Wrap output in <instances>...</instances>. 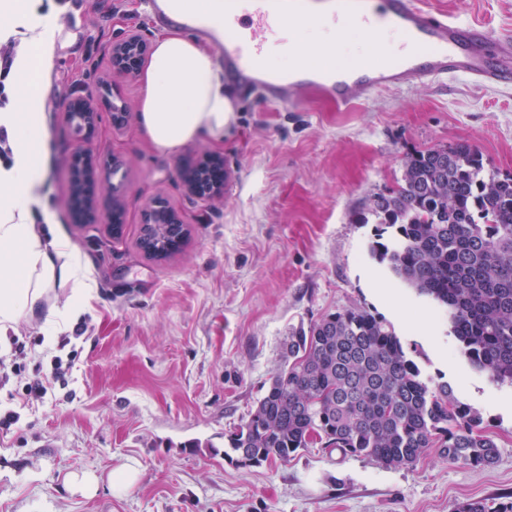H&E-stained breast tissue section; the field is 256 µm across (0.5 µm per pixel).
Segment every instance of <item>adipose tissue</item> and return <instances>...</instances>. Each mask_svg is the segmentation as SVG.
<instances>
[{
	"label": "adipose tissue",
	"mask_w": 512,
	"mask_h": 512,
	"mask_svg": "<svg viewBox=\"0 0 512 512\" xmlns=\"http://www.w3.org/2000/svg\"><path fill=\"white\" fill-rule=\"evenodd\" d=\"M0 26L27 46L15 63L17 101L0 111L9 150L8 160H0V333L34 312L48 288L62 280L70 283L71 296L46 321L50 343L62 319L82 308L92 292L69 242L55 232L44 192L52 138L43 99L61 23L55 10H43L41 0H0ZM142 85L139 127L159 152L223 140L235 120L219 55L179 28L156 39Z\"/></svg>",
	"instance_id": "1"
}]
</instances>
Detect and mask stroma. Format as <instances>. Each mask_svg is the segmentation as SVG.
<instances>
[{
	"instance_id": "1",
	"label": "stroma",
	"mask_w": 512,
	"mask_h": 512,
	"mask_svg": "<svg viewBox=\"0 0 512 512\" xmlns=\"http://www.w3.org/2000/svg\"><path fill=\"white\" fill-rule=\"evenodd\" d=\"M427 7L512 31V0H425ZM44 112L52 134L47 197L56 229L78 255L93 295L52 345L42 326L62 307L58 284L13 333L26 343L21 378H43L52 356L74 357L66 385L29 399L0 428V512H456L466 500L512 501V386L497 385L453 351L428 304L369 255L373 227L360 218L397 187L407 155L460 142L486 171L512 174V89H476L463 77L386 91L339 108L308 93L299 109L237 100L223 143L154 151L136 112L141 80L120 82L131 113L113 129L101 113L93 142L124 165L112 174L125 203L120 236L107 224L72 223L67 206L78 134L61 106L109 73L112 42L128 30L155 41L141 0H71L60 13ZM233 186L221 200L188 194L181 173L213 152ZM160 195L184 218L182 249L157 260L139 247L141 208ZM382 316L425 376L448 383L482 415L498 446L494 463L471 468L430 449L410 467L310 444L290 460L240 466L224 457L228 434L248 419L286 362L290 334L346 309ZM82 337H75L76 324ZM141 470L128 491L107 477ZM93 471L94 495L64 478Z\"/></svg>"
}]
</instances>
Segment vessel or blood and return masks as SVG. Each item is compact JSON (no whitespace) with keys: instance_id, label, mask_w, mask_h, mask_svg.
Returning a JSON list of instances; mask_svg holds the SVG:
<instances>
[{"instance_id":"vessel-or-blood-1","label":"vessel or blood","mask_w":512,"mask_h":512,"mask_svg":"<svg viewBox=\"0 0 512 512\" xmlns=\"http://www.w3.org/2000/svg\"><path fill=\"white\" fill-rule=\"evenodd\" d=\"M209 27L172 19L169 0H143L159 28L179 26L220 50L224 74L244 97L295 107L308 91L339 106L368 102L385 90L463 76L481 89L512 85V35L426 7L424 0H212ZM381 27L398 38L366 57L325 65L305 59L278 68L268 60L298 26L343 33L348 25Z\"/></svg>"}]
</instances>
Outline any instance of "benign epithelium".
Returning <instances> with one entry per match:
<instances>
[{
  "instance_id": "obj_1",
  "label": "benign epithelium",
  "mask_w": 512,
  "mask_h": 512,
  "mask_svg": "<svg viewBox=\"0 0 512 512\" xmlns=\"http://www.w3.org/2000/svg\"><path fill=\"white\" fill-rule=\"evenodd\" d=\"M149 52V44L135 33H128L112 44L111 75L103 80L98 90L89 94L77 95L66 103V117L81 136L83 146L72 156L73 168L81 173L79 182L74 186L72 211L77 224H109L112 235H117L120 224L118 216L124 212V205L117 194H112V204L108 211L100 206V189L108 180L114 162L110 158L99 157L92 149L99 112L107 108L111 112L112 126L124 127L130 117L129 110L123 105L112 102L118 94L116 80L134 77L138 74L141 63ZM224 165L221 153L208 154L195 169L187 171L184 183L189 193L199 199L211 200L224 197V184L215 183L209 178V171ZM142 223L177 225L184 223L178 212L172 209L162 197L147 200L142 208Z\"/></svg>"
}]
</instances>
